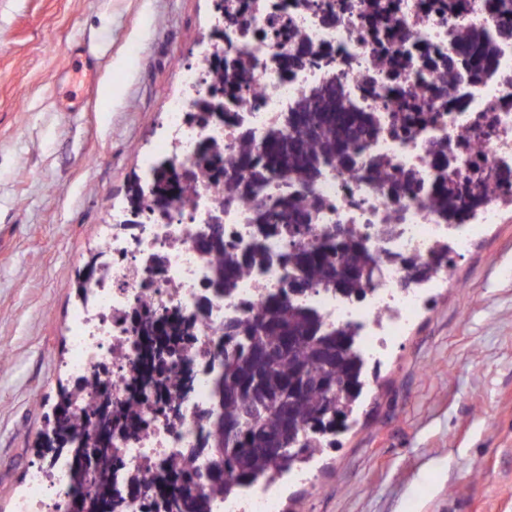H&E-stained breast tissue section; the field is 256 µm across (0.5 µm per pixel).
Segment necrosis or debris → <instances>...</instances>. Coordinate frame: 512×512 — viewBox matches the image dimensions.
Instances as JSON below:
<instances>
[{
    "label": "necrosis or debris",
    "instance_id": "1",
    "mask_svg": "<svg viewBox=\"0 0 512 512\" xmlns=\"http://www.w3.org/2000/svg\"><path fill=\"white\" fill-rule=\"evenodd\" d=\"M501 23L486 0H224V118H200L212 72L210 55H201L187 95L170 106L173 134L159 152L195 173L197 193L113 216L73 338L72 377L83 383L73 414L97 392L112 399L115 512H165L168 487L139 480L203 445L213 370L228 351L224 327L258 315L287 288L292 246L319 244L336 227L362 239L376 261L362 298L313 288L297 302L329 325L356 329L376 363L471 235L512 214V36ZM487 34L495 66L477 79L460 49ZM292 50L300 65H290ZM331 89L378 122L353 163L325 169L307 187L281 178L253 184L211 225L224 181L201 168L200 144L215 142L232 170L242 135L263 141L298 102ZM445 191L454 208L437 204ZM299 194L318 205L299 235L256 223L259 208ZM216 229L225 247L262 255L226 295L214 293L199 249ZM410 258L417 270L406 267ZM91 379L99 390L87 388ZM29 484L17 512H67L69 460L32 469ZM278 500L269 480L217 500L213 512H278Z\"/></svg>",
    "mask_w": 512,
    "mask_h": 512
}]
</instances>
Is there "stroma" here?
<instances>
[{
  "mask_svg": "<svg viewBox=\"0 0 512 512\" xmlns=\"http://www.w3.org/2000/svg\"><path fill=\"white\" fill-rule=\"evenodd\" d=\"M217 17L216 0H0V512L72 383L79 274ZM339 440L283 481L281 512H512V221L484 225L367 371Z\"/></svg>",
  "mask_w": 512,
  "mask_h": 512,
  "instance_id": "obj_1",
  "label": "stroma"
}]
</instances>
